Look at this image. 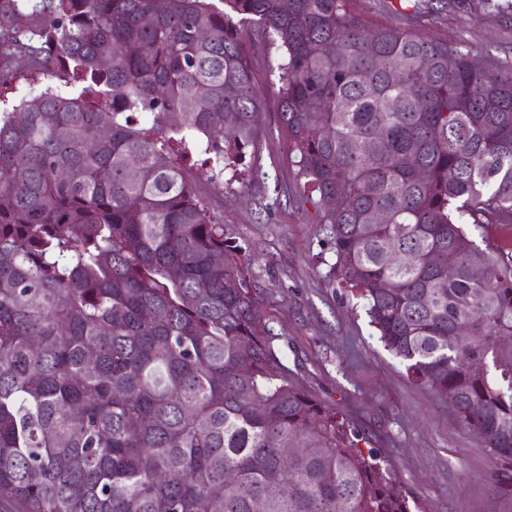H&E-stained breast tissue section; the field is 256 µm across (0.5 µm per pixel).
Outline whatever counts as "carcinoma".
<instances>
[{
  "instance_id": "cac0c4a2",
  "label": "carcinoma",
  "mask_w": 512,
  "mask_h": 512,
  "mask_svg": "<svg viewBox=\"0 0 512 512\" xmlns=\"http://www.w3.org/2000/svg\"><path fill=\"white\" fill-rule=\"evenodd\" d=\"M404 1L383 27L348 0H0V83L73 82L0 112V498L425 512L288 375L257 323L251 257L183 165L198 150L218 182L258 137L244 25L278 53L332 276L512 495V63L421 33L437 5Z\"/></svg>"
}]
</instances>
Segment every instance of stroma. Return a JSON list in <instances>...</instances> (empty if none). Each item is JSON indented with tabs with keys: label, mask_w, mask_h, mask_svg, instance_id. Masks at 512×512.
<instances>
[{
	"label": "stroma",
	"mask_w": 512,
	"mask_h": 512,
	"mask_svg": "<svg viewBox=\"0 0 512 512\" xmlns=\"http://www.w3.org/2000/svg\"><path fill=\"white\" fill-rule=\"evenodd\" d=\"M425 29L478 55L512 60V17L471 12L448 0ZM254 75L262 132L240 171L196 187L221 224L254 258L262 326L278 336L281 359L296 381L351 418L384 449L400 489L426 512H512L490 477L488 451L458 422L445 398L410 382L378 341L362 306L342 299L329 275L327 225L316 200L300 193L297 168L281 128L277 54L253 26L240 29Z\"/></svg>",
	"instance_id": "obj_1"
}]
</instances>
